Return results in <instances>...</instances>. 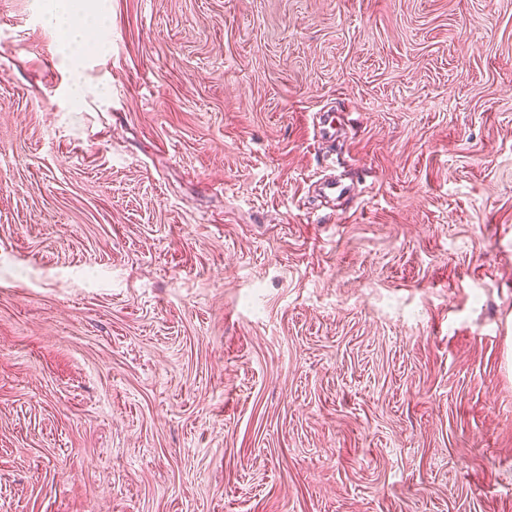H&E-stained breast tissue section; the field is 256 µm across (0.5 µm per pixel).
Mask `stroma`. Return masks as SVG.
<instances>
[{"instance_id":"1","label":"stroma","mask_w":512,"mask_h":512,"mask_svg":"<svg viewBox=\"0 0 512 512\" xmlns=\"http://www.w3.org/2000/svg\"><path fill=\"white\" fill-rule=\"evenodd\" d=\"M102 4L75 105L0 0V512H512V0Z\"/></svg>"}]
</instances>
